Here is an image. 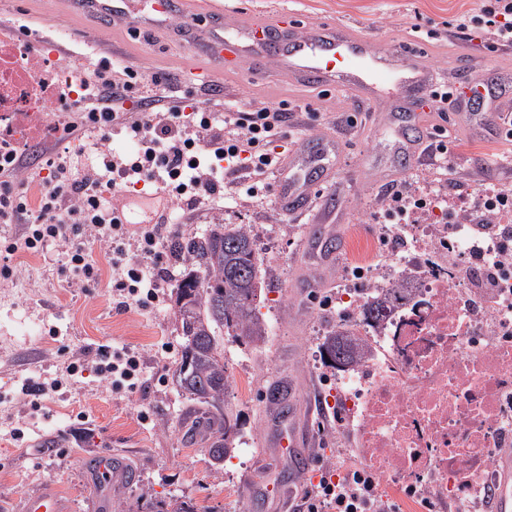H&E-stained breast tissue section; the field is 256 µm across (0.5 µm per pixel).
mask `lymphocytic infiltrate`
I'll return each mask as SVG.
<instances>
[{"mask_svg":"<svg viewBox=\"0 0 512 512\" xmlns=\"http://www.w3.org/2000/svg\"><path fill=\"white\" fill-rule=\"evenodd\" d=\"M172 74L146 73L103 60L92 76L77 77L63 85L43 79L42 88L69 111L79 123L47 125L43 140L54 147L42 162L46 173L37 205H30L24 190L22 156L6 136H0V223L20 224L21 237L0 244V276L11 277L17 253L41 254L58 237L71 242L69 264L82 285L99 279L90 260V248L103 247L118 276L113 286L122 305L148 307L158 302L161 279L154 267L130 259L126 245L137 238L143 255L155 254L161 224L183 222L185 210L214 206L224 200V179L233 177L236 196L256 198L267 191L263 180L284 160L288 141L283 108L264 102L241 108L225 104L223 111L203 105L194 93L177 98L158 94V87L176 86ZM95 130V162L84 174L73 166L75 156L89 145L78 128ZM125 129L135 144L127 157L112 154L115 129ZM164 192L172 207L161 224L130 227L114 197L137 185ZM422 189L391 182L379 200V214L391 224H410L422 207ZM498 211L475 201L456 217L467 224L471 248L487 239L502 240V247L487 254L485 287H492L496 273L512 264V190H496ZM96 371L116 389L134 390L141 376L138 356L131 350L104 348ZM303 512H397L395 503L378 493L376 477L357 469L352 479H320L314 491L302 499Z\"/></svg>","mask_w":512,"mask_h":512,"instance_id":"1","label":"lymphocytic infiltrate"}]
</instances>
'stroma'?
Returning <instances> with one entry per match:
<instances>
[{"instance_id": "1", "label": "stroma", "mask_w": 512, "mask_h": 512, "mask_svg": "<svg viewBox=\"0 0 512 512\" xmlns=\"http://www.w3.org/2000/svg\"><path fill=\"white\" fill-rule=\"evenodd\" d=\"M245 19L274 20L288 13L299 31L348 26L379 44L409 47L447 88L488 76L512 77V46L497 45L485 29L471 24L490 0H220ZM205 0H189L176 19L192 25L193 36L174 40L143 26L141 15L122 23L74 13L68 0H0V27L26 26L50 40L64 36L67 53L59 66L78 74L99 59L132 68L178 75L182 91L198 90L192 72L201 66L202 47L223 33L224 21L206 16ZM226 102L286 103L292 150L318 149L337 143L340 165L318 190L305 212L288 214L257 199L233 208L196 209L185 221L163 229L165 240L156 264L171 270L162 298L151 309L122 308L112 290V267L93 249L101 276L88 288L73 287L69 244L51 243L45 255L15 257L16 275L0 279V512H23L26 497L53 493L62 512H117L135 507L142 493L160 499L190 498L198 512H286L317 486L326 469L341 471L358 463L353 433L330 405L329 377L320 358L318 338L336 325L332 306L341 265L351 247L346 228L380 232L372 218L376 195L386 181L373 169L405 172L416 186L433 181L446 197L458 191L478 193L482 184L512 185V144L493 132H469L464 115L447 111L423 115L425 134L447 129L448 168L426 163L409 172L379 114L334 88L295 85L270 68H244L216 74L209 85ZM357 120L355 130L337 132L336 121ZM245 224L265 247L262 256L277 280L266 288L260 311L271 326L269 341L255 351L224 339V361L232 392L231 408L243 423L239 443L223 463H215L207 446L184 436L183 421L200 404L182 394L172 379L180 338L174 319L175 277L182 267L167 245L178 235L202 234L212 223ZM313 224L335 229L336 248L325 250L309 234ZM127 347L138 354L143 377L135 391L112 390L95 372L101 347ZM83 365L69 375L68 365ZM58 379L59 392L46 395L32 409L26 385L32 379ZM288 389V401H268L270 386ZM300 419L308 434L297 460L279 456L275 445L289 420ZM21 429L23 438L11 435ZM125 460L136 479L108 493L81 462V455L101 450Z\"/></svg>"}]
</instances>
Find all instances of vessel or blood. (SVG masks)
I'll return each mask as SVG.
<instances>
[{"mask_svg":"<svg viewBox=\"0 0 512 512\" xmlns=\"http://www.w3.org/2000/svg\"><path fill=\"white\" fill-rule=\"evenodd\" d=\"M80 2L87 11L116 18L129 14L133 7L132 0ZM395 54V48L376 45L346 28L296 33L284 15L272 22L232 18L225 24L223 36L217 37L209 49V67L199 69L198 75L208 80L218 72L234 73L247 65L277 59L290 80L308 86L330 84L370 103L388 100L398 106L410 95H429L434 83L430 69L407 54L401 56V66H392L389 59ZM390 131L402 142L409 163H416L419 139L404 115L394 117ZM327 178L325 163L310 161L299 153L290 155L277 173L276 190L282 208L304 209L312 190ZM304 439L305 433L298 427L283 431L277 443L283 458L294 459ZM132 478L121 458L107 452L98 455L95 479L99 486L118 488ZM494 512H512V454L503 458Z\"/></svg>","mask_w":512,"mask_h":512,"instance_id":"1","label":"vessel or blood"}]
</instances>
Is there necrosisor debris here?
Returning a JSON list of instances; mask_svg holds the SVG:
<instances>
[{"mask_svg":"<svg viewBox=\"0 0 512 512\" xmlns=\"http://www.w3.org/2000/svg\"><path fill=\"white\" fill-rule=\"evenodd\" d=\"M38 59L0 78V124L16 146L43 128L49 104L33 87ZM441 202L418 215L413 245L390 257L345 258L339 301L347 308L337 329L361 336L370 354L336 377V403L358 424L356 446L368 469L386 478L401 512L422 502L475 512L478 490L494 486L496 453L512 447V269L489 296L475 284L483 265L460 230L450 228ZM416 277V297L380 324L366 325L362 305L377 286Z\"/></svg>","mask_w":512,"mask_h":512,"instance_id":"obj_1","label":"necrosis or debris"}]
</instances>
